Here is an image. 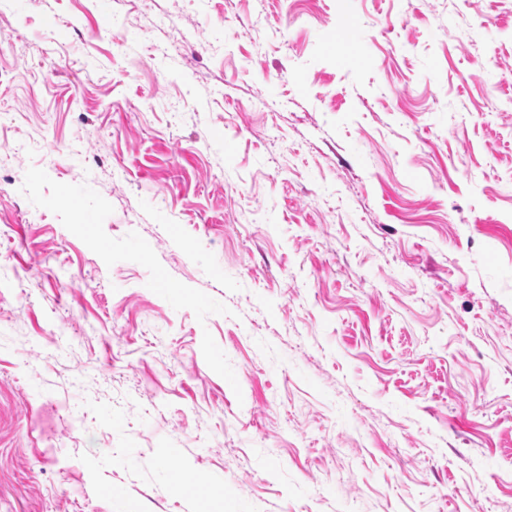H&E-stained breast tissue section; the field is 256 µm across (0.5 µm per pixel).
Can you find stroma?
Segmentation results:
<instances>
[{"label": "stroma", "mask_w": 512, "mask_h": 512, "mask_svg": "<svg viewBox=\"0 0 512 512\" xmlns=\"http://www.w3.org/2000/svg\"><path fill=\"white\" fill-rule=\"evenodd\" d=\"M0 512H512V0H0Z\"/></svg>", "instance_id": "obj_1"}]
</instances>
